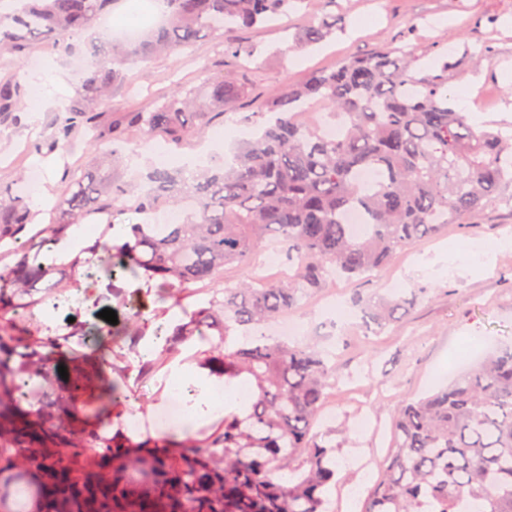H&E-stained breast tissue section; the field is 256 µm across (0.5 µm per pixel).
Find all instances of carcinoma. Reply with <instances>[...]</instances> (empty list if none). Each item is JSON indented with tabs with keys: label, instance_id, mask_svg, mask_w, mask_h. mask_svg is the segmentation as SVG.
Segmentation results:
<instances>
[{
	"label": "carcinoma",
	"instance_id": "carcinoma-1",
	"mask_svg": "<svg viewBox=\"0 0 512 512\" xmlns=\"http://www.w3.org/2000/svg\"><path fill=\"white\" fill-rule=\"evenodd\" d=\"M8 25L0 21V51L20 57L38 42L65 53L73 37L92 27L114 0H21ZM305 0H166L167 23L130 44L94 47L80 91L56 115L53 135L35 144L52 153L88 135L89 166L81 175L63 171L54 220L33 224L23 178L0 185V247L12 255L0 268V462L25 459L52 475L45 512H328L327 486L337 472L336 446L316 429L330 387L322 351L286 344L265 328L296 309L308 294L338 279L387 267L398 251L438 237L450 224H465L500 205L512 207V133L494 124L477 127L471 113L448 107L441 78L419 77L413 49L391 47L349 54L331 70H316L288 84L272 99L255 98V116H270L232 167L200 168L192 178L148 166L141 178L148 193L117 181L109 169L117 151L135 148L155 134L181 143L235 108L247 94L241 71L222 70L201 92L174 91L145 112H123L105 122L100 103L121 83L127 66L157 55L178 56L204 31L224 39L235 27H260L286 18ZM346 16L328 10L294 35L300 48L336 36ZM0 61V126L22 124L26 81L21 66ZM320 108L339 122L329 139L310 117ZM377 170L370 187L356 180ZM132 197L140 213L157 212L190 197L195 210L181 224L157 231L151 224H125L124 236L101 238L57 263L56 251L72 229L93 215L124 214ZM361 210L368 231L345 222ZM270 235L278 238L292 266L284 281L250 271ZM235 263L249 275L215 288L207 305L168 331L155 313L135 311L125 340L110 349L78 326L60 333L35 298L46 283L53 307L81 302L99 281L122 273L144 281L147 292L182 306V293L198 282L218 283ZM423 291L412 288L383 305L361 298L363 322L379 328L412 312ZM251 344L229 342L236 328ZM152 332L163 339L156 358H143L148 377L179 354V345L209 336L198 367H221L224 388L248 381L255 387L244 413H224L202 437L175 455L165 442L148 449L127 431L108 424L68 423L63 415L82 401L80 375L66 396L50 399L41 380L47 351L69 347L79 336L87 361L99 358L114 378L94 397L105 411L126 397L121 383L133 347ZM393 451L382 461L377 483L361 512H512V350L495 349L475 369L436 393L407 400L393 421ZM112 456V480L81 471L79 460Z\"/></svg>",
	"mask_w": 512,
	"mask_h": 512
}]
</instances>
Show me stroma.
<instances>
[{
  "mask_svg": "<svg viewBox=\"0 0 512 512\" xmlns=\"http://www.w3.org/2000/svg\"><path fill=\"white\" fill-rule=\"evenodd\" d=\"M347 14L345 32L318 47L292 49V36L314 17L321 4L306 0L290 14L287 22H274L263 28L241 29L237 40L251 44L256 52L248 62L250 89L247 99L236 110L214 119L212 125L195 133L191 141L212 142L216 130L228 126L250 137L255 129L253 97H269L284 84L298 83L311 71L332 68L337 59L349 53L365 54L389 43L410 44L420 57L424 73L448 71V104L456 106L459 95L471 93L473 106L486 115H497L512 108V83L500 77L512 71V0H339ZM448 35L447 46L438 39ZM101 22L73 39V56L57 52L43 43L29 56L59 67L66 83L67 99H74L82 76L72 69L73 57H88L94 41L110 40ZM492 51L481 60L463 56L462 45ZM235 58L225 56L220 41L202 36L187 53L172 58L162 55L130 66L124 80L100 107L105 115L138 112L161 103L174 88L199 89L208 71L233 69ZM56 108L42 112L36 123L0 127V184L13 181L20 173L35 168L39 184L48 193L47 204L34 207V219L47 223L57 202L64 168L79 169L91 157L83 138L53 154L36 152L34 143L48 138ZM512 238V211L498 209L474 219L470 224H452L442 236L399 252L391 264L349 281L330 284L320 293L304 299L294 316L300 324L298 343L322 350L336 370V383L329 391L326 409L335 413L325 428L342 426L336 434V457L342 470L329 494L332 512H337L344 489L377 474L383 453L370 450V434L357 427V415L364 412L384 427L401 403L432 391L463 372L457 360L464 347H512V252L498 250L499 241ZM492 252L488 265L474 267L466 256L473 246ZM138 281L125 277L105 280L84 301L69 310L54 312V323L68 319L101 331L104 346L123 340L130 311L118 304L114 294H135ZM406 288L424 292L420 303L396 326L380 333L366 331L359 313L351 305L360 296L375 302L399 294ZM113 309L116 323L100 318L103 309ZM163 373L143 379L134 387V400L126 411L144 419L136 430L135 441L145 436H167L170 448L199 438L202 429L222 412L214 399L207 407L187 413L182 420L168 424L159 420L160 408L169 402L170 384Z\"/></svg>",
  "mask_w": 512,
  "mask_h": 512,
  "instance_id": "35a3bbf8",
  "label": "stroma"
}]
</instances>
